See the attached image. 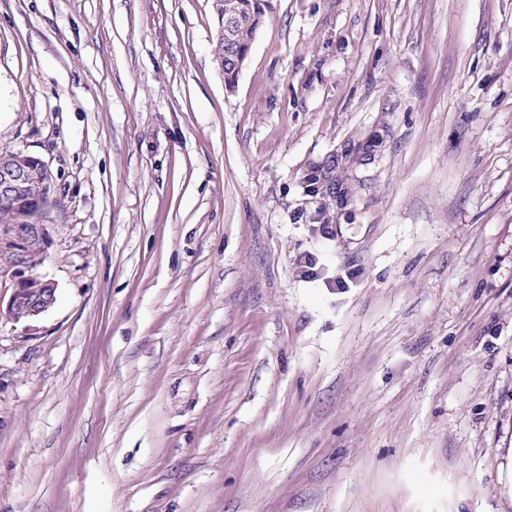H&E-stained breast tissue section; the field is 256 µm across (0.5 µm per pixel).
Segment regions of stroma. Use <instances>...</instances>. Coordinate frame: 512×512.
I'll return each instance as SVG.
<instances>
[{
  "instance_id": "35a3bbf8",
  "label": "stroma",
  "mask_w": 512,
  "mask_h": 512,
  "mask_svg": "<svg viewBox=\"0 0 512 512\" xmlns=\"http://www.w3.org/2000/svg\"><path fill=\"white\" fill-rule=\"evenodd\" d=\"M212 5L0 0V512H512V0ZM213 11L216 16L217 27L220 28V18L224 20L220 34L227 38V53L219 57V65L223 68L231 67L236 72H240L243 67L246 55H242L232 39V32L235 27V17L232 13L224 14L226 10L232 11L237 20L236 35L239 36L238 47L243 52L249 49L250 41L259 30L265 12V4L262 0H213ZM220 34L213 41L214 57L223 55L225 52L224 44ZM33 167L41 169L48 182L53 180L48 165L38 156L18 151L14 159L0 162V200H13L26 194L33 203L40 202V193L32 190L30 171ZM55 204L53 199L44 208L27 206L25 203L18 205L15 202H0V248L11 250L17 257L12 270L2 271L12 266L14 257L0 250V288L8 282V288L11 289L5 311V296L0 293V317L4 312L16 322L34 321L46 314L57 301L55 284L33 270L41 263L40 254L37 251L30 254L33 247H38L44 261L48 258L54 241L53 224L39 223L44 221L49 209ZM21 301L24 303L19 311Z\"/></svg>"
}]
</instances>
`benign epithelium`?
I'll return each mask as SVG.
<instances>
[{
  "mask_svg": "<svg viewBox=\"0 0 512 512\" xmlns=\"http://www.w3.org/2000/svg\"><path fill=\"white\" fill-rule=\"evenodd\" d=\"M235 17L224 15L220 34L227 38V53L219 58L220 68L231 67L240 71L246 56L242 55L232 39ZM41 169L48 180H53L48 165L38 156L19 151L15 158L0 162V200L8 201L25 194L36 203L41 201L40 194L32 190L30 171ZM53 225L42 224H0V248L16 254L17 262L10 271L0 273V283L8 284L9 296L0 294V314L4 313L12 320L34 321L46 314L56 303L55 284L30 268L29 254L34 247L41 249L46 259L53 245Z\"/></svg>",
  "mask_w": 512,
  "mask_h": 512,
  "instance_id": "7a95c632",
  "label": "benign epithelium"
}]
</instances>
